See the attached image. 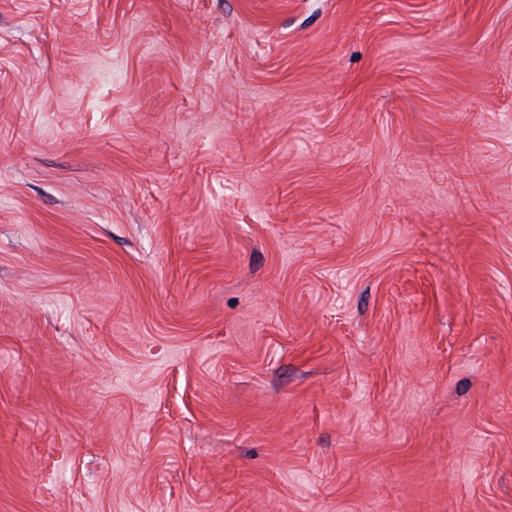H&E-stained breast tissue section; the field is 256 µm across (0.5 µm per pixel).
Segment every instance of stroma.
<instances>
[{
	"label": "stroma",
	"instance_id": "1",
	"mask_svg": "<svg viewBox=\"0 0 512 512\" xmlns=\"http://www.w3.org/2000/svg\"><path fill=\"white\" fill-rule=\"evenodd\" d=\"M0 512H512V0H0Z\"/></svg>",
	"mask_w": 512,
	"mask_h": 512
}]
</instances>
